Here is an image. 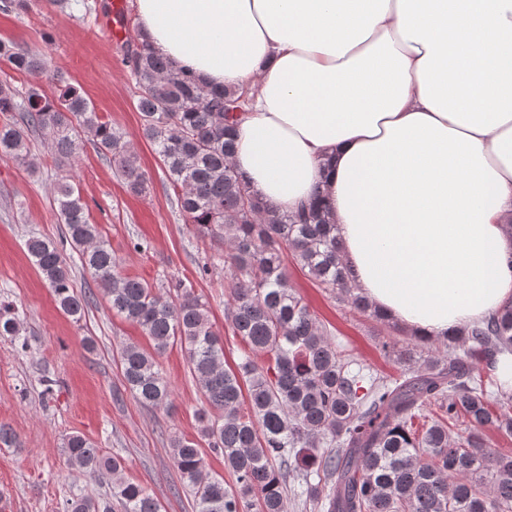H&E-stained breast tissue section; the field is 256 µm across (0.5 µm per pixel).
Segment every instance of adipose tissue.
Instances as JSON below:
<instances>
[{"label": "adipose tissue", "instance_id": "ef3b65f1", "mask_svg": "<svg viewBox=\"0 0 512 512\" xmlns=\"http://www.w3.org/2000/svg\"><path fill=\"white\" fill-rule=\"evenodd\" d=\"M143 37L248 90L252 192L328 208L354 281L415 335L512 301V0H137Z\"/></svg>", "mask_w": 512, "mask_h": 512}]
</instances>
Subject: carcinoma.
<instances>
[{
    "label": "carcinoma",
    "mask_w": 512,
    "mask_h": 512,
    "mask_svg": "<svg viewBox=\"0 0 512 512\" xmlns=\"http://www.w3.org/2000/svg\"><path fill=\"white\" fill-rule=\"evenodd\" d=\"M0 59L31 78L22 97L0 83V159L30 163L33 131L61 162L90 142L130 192L149 190L130 140L77 87L46 93L42 54L0 42ZM125 62L140 91L142 132L157 147L178 208L201 237L216 242L230 279L224 321L249 352L237 368L224 366V342L194 288L178 280L162 295L122 275L71 175L58 181L54 197L63 246L31 237L26 249L65 315L79 320L95 301L73 284L70 263L77 261L112 311L148 336L153 351L129 343L119 352L125 384L142 405L170 407L157 357L184 346L204 396L201 438L235 476L234 486L224 485L205 473L198 443L172 438L196 512H288L291 480L314 512H512V453L488 451L480 432L512 436V386L499 376L501 358L512 355V302L440 341V357H399L395 378L353 371L354 359L288 282L282 249L353 312L385 317L350 284L324 211L312 206L293 216L250 193L232 162L234 112L247 111L249 100L231 87L202 85L142 38L127 43ZM0 336H21L13 305L0 304ZM431 404L440 415L416 425ZM462 417L470 426L464 436L454 432ZM65 450L82 471L112 476V500L81 496L67 502V512H111L114 503L122 512H161L147 489L120 476V459L90 439L70 434Z\"/></svg>",
    "instance_id": "obj_1"
}]
</instances>
